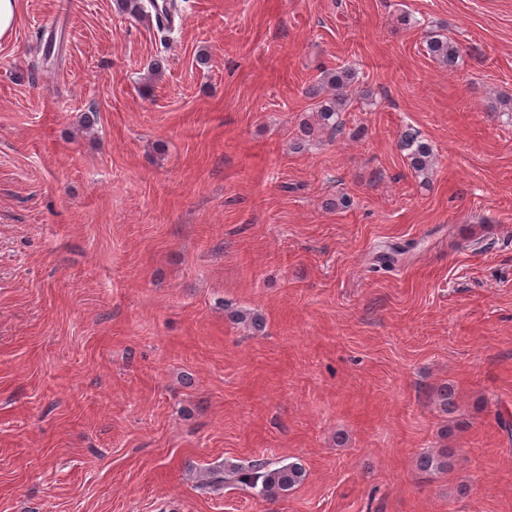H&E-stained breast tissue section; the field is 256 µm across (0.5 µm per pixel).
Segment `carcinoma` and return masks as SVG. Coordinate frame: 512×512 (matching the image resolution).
<instances>
[{
  "mask_svg": "<svg viewBox=\"0 0 512 512\" xmlns=\"http://www.w3.org/2000/svg\"><path fill=\"white\" fill-rule=\"evenodd\" d=\"M119 10L137 18H146V10L155 5V0H116ZM427 54L436 61L452 68L461 57L458 44L442 35L431 32L425 40ZM357 72L351 67H338L324 72L321 86L313 90L317 97L327 93L317 103L310 119L302 123L301 133L305 137L328 134L333 137L343 133L345 127L344 113L353 106L355 98L352 87L357 82ZM400 148L406 152L410 167L423 180H428L434 164L435 153L432 145L425 141L420 132L409 128L400 137ZM232 320L253 332L263 328L261 315L251 310H236ZM447 467L440 456L425 453L419 457L418 468L423 472L441 471ZM307 476V470L299 462L281 464L265 458L251 460L245 464L226 462L222 467L204 470L200 487L219 490L227 484L245 487L262 499L286 496L288 492L300 485Z\"/></svg>",
  "mask_w": 512,
  "mask_h": 512,
  "instance_id": "carcinoma-1",
  "label": "carcinoma"
}]
</instances>
